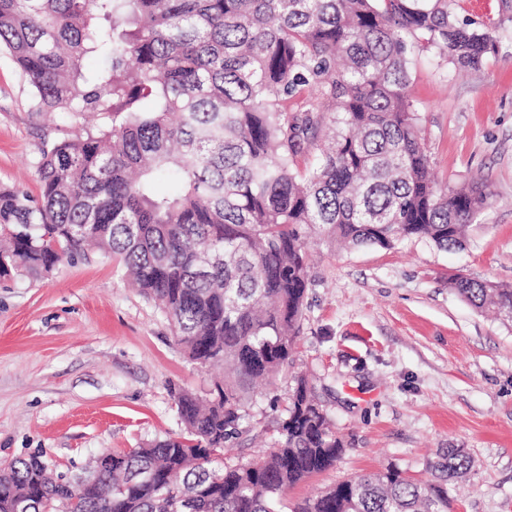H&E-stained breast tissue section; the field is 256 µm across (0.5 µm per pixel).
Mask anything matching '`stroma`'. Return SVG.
I'll use <instances>...</instances> for the list:
<instances>
[{"label":"stroma","instance_id":"stroma-1","mask_svg":"<svg viewBox=\"0 0 512 512\" xmlns=\"http://www.w3.org/2000/svg\"><path fill=\"white\" fill-rule=\"evenodd\" d=\"M482 68L415 52L410 94L439 185L481 179L488 203L462 248L412 238L390 248H312L293 362L252 392L251 430L224 461L264 455L279 437L296 376H306L346 448L286 494L389 468L423 482L447 449L472 460L450 492L455 512H512V326L448 286L460 272L512 285V31ZM34 115L16 65L0 53V185L38 195L44 141L79 134ZM216 370L192 364L165 314L117 260L93 253L49 276L0 284V463L40 450L78 472L99 452L181 433L172 388L204 394Z\"/></svg>","mask_w":512,"mask_h":512}]
</instances>
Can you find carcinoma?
<instances>
[{
  "mask_svg": "<svg viewBox=\"0 0 512 512\" xmlns=\"http://www.w3.org/2000/svg\"><path fill=\"white\" fill-rule=\"evenodd\" d=\"M458 68L497 53L491 29L452 0H0V51L31 111L105 126L43 143L40 193L0 187V280H37L94 246L158 302L201 366L224 364L202 398L172 396L184 433L104 452L79 477L41 451L0 468V512H451L461 448L430 468L329 486L288 507L299 481L344 442L304 379L259 460L223 463L245 432L247 395L290 365L309 285L307 230L351 247L421 238L462 246L489 193L437 189L408 94L411 54ZM88 56L103 65L82 79ZM175 170L182 188H156ZM452 290L512 323V287L462 274ZM196 490L188 501L184 489Z\"/></svg>",
  "mask_w": 512,
  "mask_h": 512,
  "instance_id": "carcinoma-1",
  "label": "carcinoma"
}]
</instances>
